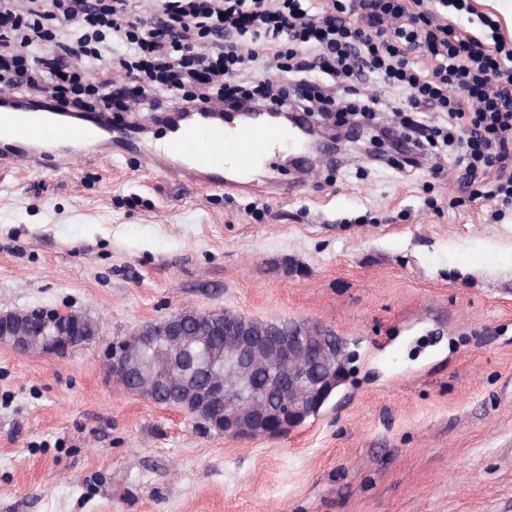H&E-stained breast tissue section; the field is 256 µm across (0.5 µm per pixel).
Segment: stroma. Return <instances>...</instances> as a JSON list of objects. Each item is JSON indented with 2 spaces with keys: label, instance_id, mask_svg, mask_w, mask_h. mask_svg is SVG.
<instances>
[{
  "label": "stroma",
  "instance_id": "35a3bbf8",
  "mask_svg": "<svg viewBox=\"0 0 512 512\" xmlns=\"http://www.w3.org/2000/svg\"><path fill=\"white\" fill-rule=\"evenodd\" d=\"M434 21L512 30L486 0ZM457 146L254 170L246 195L137 155L0 168V311L99 327L65 356L0 345V512H512V208ZM313 321L356 358L315 419L234 440L106 377L105 350L184 309Z\"/></svg>",
  "mask_w": 512,
  "mask_h": 512
}]
</instances>
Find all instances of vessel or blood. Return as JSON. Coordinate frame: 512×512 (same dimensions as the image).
<instances>
[{"label": "vessel or blood", "mask_w": 512, "mask_h": 512, "mask_svg": "<svg viewBox=\"0 0 512 512\" xmlns=\"http://www.w3.org/2000/svg\"><path fill=\"white\" fill-rule=\"evenodd\" d=\"M169 137L160 150L144 140H129L126 127L113 124L102 112H68L47 103L29 109L0 107V139L12 149L0 152V164L35 167L46 152L74 164L90 152L111 153L116 142H131L150 171L174 173L198 186L228 193L247 192L250 170L257 160L274 157L279 147L306 144L309 133L280 122L276 115L220 112L201 105L168 116Z\"/></svg>", "instance_id": "b4317fda"}]
</instances>
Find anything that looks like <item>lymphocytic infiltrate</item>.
Segmentation results:
<instances>
[{
  "instance_id": "lymphocytic-infiltrate-1",
  "label": "lymphocytic infiltrate",
  "mask_w": 512,
  "mask_h": 512,
  "mask_svg": "<svg viewBox=\"0 0 512 512\" xmlns=\"http://www.w3.org/2000/svg\"><path fill=\"white\" fill-rule=\"evenodd\" d=\"M13 2L0 0V91L18 101L47 90L67 111L116 115L169 90L183 112L209 103L306 111L252 74L262 58L321 103L317 78L331 80L340 114L372 113L381 89L403 90L394 112L417 149L434 143L417 113H449L464 178L512 205V51L426 20L422 0H161L149 24L135 0H28L22 13ZM107 37L119 50L103 67L96 46ZM368 82L379 93L357 99Z\"/></svg>"
}]
</instances>
